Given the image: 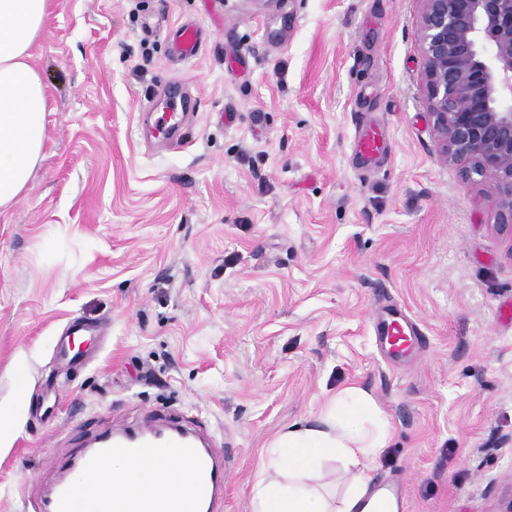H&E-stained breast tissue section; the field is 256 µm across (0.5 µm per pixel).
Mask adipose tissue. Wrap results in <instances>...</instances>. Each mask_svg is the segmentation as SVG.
<instances>
[{
	"label": "adipose tissue",
	"instance_id": "adipose-tissue-1",
	"mask_svg": "<svg viewBox=\"0 0 512 512\" xmlns=\"http://www.w3.org/2000/svg\"><path fill=\"white\" fill-rule=\"evenodd\" d=\"M51 17V0H0V212L25 192L44 159L48 138V98L32 63V50ZM389 440V423L372 396L350 385L337 391L316 426H294L269 445L252 488L254 512H375L379 495L367 473ZM333 458L355 476L339 506L296 484L268 478V471L306 474ZM100 483L112 484L125 502L138 503L158 493L181 502L193 495L191 468L185 462L113 455Z\"/></svg>",
	"mask_w": 512,
	"mask_h": 512
}]
</instances>
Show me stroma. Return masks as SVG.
<instances>
[{
	"label": "stroma",
	"instance_id": "obj_1",
	"mask_svg": "<svg viewBox=\"0 0 512 512\" xmlns=\"http://www.w3.org/2000/svg\"><path fill=\"white\" fill-rule=\"evenodd\" d=\"M421 0H56L32 50L45 158L0 214V512H33L71 441L167 414L224 456V512H253L265 444L347 385L392 424L369 470L408 512L512 500V234L494 183L441 161ZM197 25L173 57L144 26ZM196 99L147 139V99ZM389 135L361 170L366 121ZM422 329L395 359L371 317ZM87 367L57 358L72 320ZM170 43L183 62L195 60L203 47V34L193 24H183L173 30Z\"/></svg>",
	"mask_w": 512,
	"mask_h": 512
}]
</instances>
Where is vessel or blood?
<instances>
[{
  "label": "vessel or blood",
  "instance_id": "obj_1",
  "mask_svg": "<svg viewBox=\"0 0 512 512\" xmlns=\"http://www.w3.org/2000/svg\"><path fill=\"white\" fill-rule=\"evenodd\" d=\"M170 43L182 61L195 60L203 47V34L192 24L173 30ZM190 107L179 96H169L166 110L153 121L158 134H165L170 126L183 124ZM387 150L384 130L369 126L357 139L355 152L361 165L368 166ZM373 329L388 355L405 351L417 343L421 331L409 325L397 308L378 313L373 319ZM123 453L143 459H176L189 462L196 479L194 512H221L224 501L226 471L223 459L218 458L202 441L178 423L158 426L155 421H144L138 428L123 426L113 428L103 435L102 446L96 451L79 450V479L61 484L53 496L41 500L40 512H108L111 504L119 503L118 493L111 488L92 483L102 464L113 454Z\"/></svg>",
  "mask_w": 512,
  "mask_h": 512
}]
</instances>
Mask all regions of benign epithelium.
Segmentation results:
<instances>
[{
    "mask_svg": "<svg viewBox=\"0 0 512 512\" xmlns=\"http://www.w3.org/2000/svg\"><path fill=\"white\" fill-rule=\"evenodd\" d=\"M423 86L440 157L495 183L497 225L512 231V0H422Z\"/></svg>",
    "mask_w": 512,
    "mask_h": 512,
    "instance_id": "obj_1",
    "label": "benign epithelium"
}]
</instances>
